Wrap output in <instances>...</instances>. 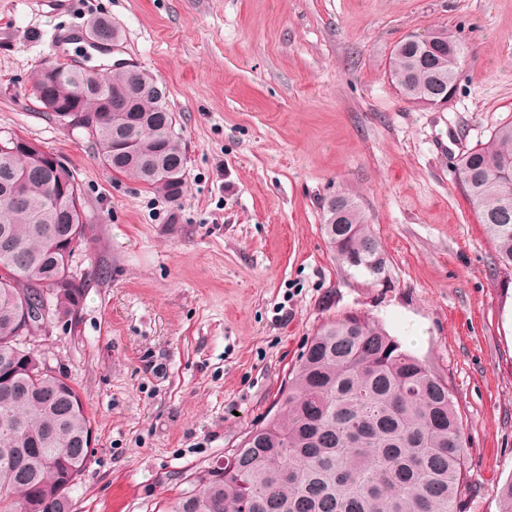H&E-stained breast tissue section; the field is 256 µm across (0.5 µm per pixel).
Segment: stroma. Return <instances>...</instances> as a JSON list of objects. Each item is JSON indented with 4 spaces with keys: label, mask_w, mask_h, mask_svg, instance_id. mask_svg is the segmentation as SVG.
<instances>
[{
    "label": "stroma",
    "mask_w": 512,
    "mask_h": 512,
    "mask_svg": "<svg viewBox=\"0 0 512 512\" xmlns=\"http://www.w3.org/2000/svg\"><path fill=\"white\" fill-rule=\"evenodd\" d=\"M100 17L166 88L187 157L179 202L112 174L30 94L41 67L103 65L83 44L51 45ZM440 27L466 51L439 110L408 101L389 61ZM506 121L512 0H0V131L63 156L90 218L72 259L80 314L31 341L93 418L72 512H164L264 422L316 328L349 312L447 380L470 453L462 510L499 512L512 269L458 165ZM337 195L380 242L381 279L335 258L322 215Z\"/></svg>",
    "instance_id": "35a3bbf8"
}]
</instances>
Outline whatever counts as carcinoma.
I'll return each instance as SVG.
<instances>
[{
  "label": "carcinoma",
  "mask_w": 512,
  "mask_h": 512,
  "mask_svg": "<svg viewBox=\"0 0 512 512\" xmlns=\"http://www.w3.org/2000/svg\"><path fill=\"white\" fill-rule=\"evenodd\" d=\"M91 34L121 37L98 19ZM462 37L446 28L398 42L391 80L409 101L432 99L456 85ZM32 96L49 112L88 114L100 162L176 203L186 192V152L175 129L166 92L132 66L106 76L63 65L52 77L37 70ZM44 152L0 151V362L16 336L21 294H49L65 271L73 305L83 304L76 279L56 242L72 233L73 248L86 242L89 219L58 180L41 170ZM472 208L495 247L496 260L512 267V121L464 154L458 167ZM346 217L336 219V198L324 207L323 228L337 259L377 275L386 261L355 202L343 197ZM279 409L224 452L215 479L190 482L166 512H461L468 448L462 418L448 382L403 348L375 320L346 314L322 323L288 373ZM93 419L76 386L21 362L0 381V512H71L67 474L84 472L82 440Z\"/></svg>",
  "instance_id": "cac0c4a2"
}]
</instances>
